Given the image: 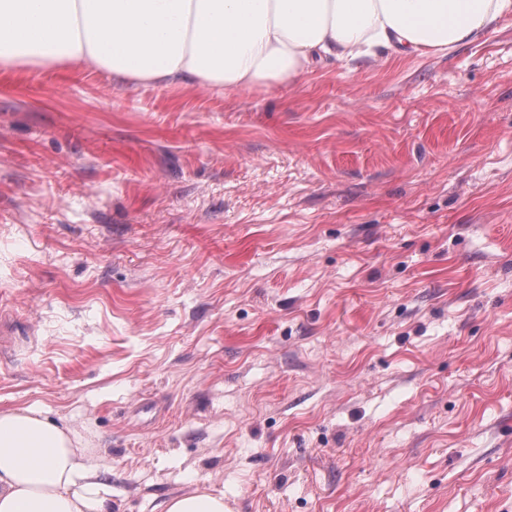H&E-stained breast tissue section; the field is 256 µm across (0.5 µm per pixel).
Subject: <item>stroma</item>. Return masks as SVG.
<instances>
[{"instance_id":"obj_1","label":"stroma","mask_w":512,"mask_h":512,"mask_svg":"<svg viewBox=\"0 0 512 512\" xmlns=\"http://www.w3.org/2000/svg\"><path fill=\"white\" fill-rule=\"evenodd\" d=\"M0 410L112 512H512V18L265 91L0 75ZM163 512H224L223 496L205 489L194 493L169 498L164 503Z\"/></svg>"}]
</instances>
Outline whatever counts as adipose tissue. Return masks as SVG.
Returning a JSON list of instances; mask_svg holds the SVG:
<instances>
[{
	"label": "adipose tissue",
	"mask_w": 512,
	"mask_h": 512,
	"mask_svg": "<svg viewBox=\"0 0 512 512\" xmlns=\"http://www.w3.org/2000/svg\"><path fill=\"white\" fill-rule=\"evenodd\" d=\"M512 0H0V73L106 71L128 86L262 91L387 51L475 40ZM83 437L0 411V512H112Z\"/></svg>",
	"instance_id": "obj_1"
}]
</instances>
